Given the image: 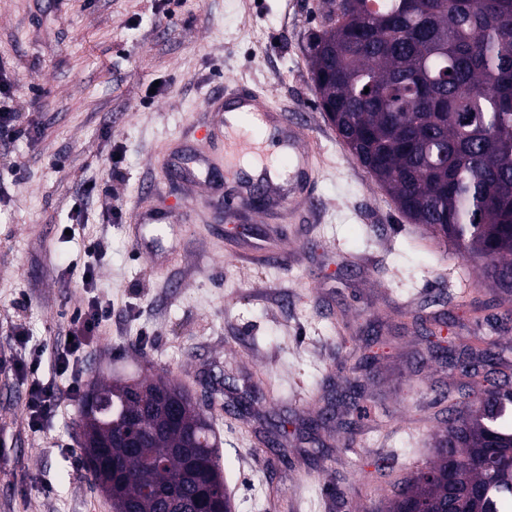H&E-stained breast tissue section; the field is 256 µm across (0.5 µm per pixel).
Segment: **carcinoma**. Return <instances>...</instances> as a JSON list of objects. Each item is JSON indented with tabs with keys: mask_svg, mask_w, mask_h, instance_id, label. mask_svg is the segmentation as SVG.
Instances as JSON below:
<instances>
[{
	"mask_svg": "<svg viewBox=\"0 0 512 512\" xmlns=\"http://www.w3.org/2000/svg\"><path fill=\"white\" fill-rule=\"evenodd\" d=\"M311 80L330 121L399 210L512 295V0H324L309 40ZM369 92H364V88ZM475 348L495 364L489 338ZM448 390L437 456L395 492L391 512L448 489L461 512H512V377L469 402ZM83 464L112 496V472L134 512H159L151 490L189 512L224 497L222 441L164 376L93 381L80 407ZM142 446H122L131 430Z\"/></svg>",
	"mask_w": 512,
	"mask_h": 512,
	"instance_id": "obj_1",
	"label": "carcinoma"
}]
</instances>
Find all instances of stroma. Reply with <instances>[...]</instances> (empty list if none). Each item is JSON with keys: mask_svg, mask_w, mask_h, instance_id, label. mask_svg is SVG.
<instances>
[{"mask_svg": "<svg viewBox=\"0 0 512 512\" xmlns=\"http://www.w3.org/2000/svg\"><path fill=\"white\" fill-rule=\"evenodd\" d=\"M322 13L323 0H0V67L40 130L0 142V512H113L82 464L78 403L29 431L11 368L62 343L93 242L104 256L92 293L111 301L112 324L87 350L85 381L180 384L223 441L235 512H384L390 491L367 493L355 472L407 479L432 459L468 336L495 340L512 374V322L480 265L403 216L323 112L307 64ZM233 78L304 117L320 143L314 220L211 208L165 177L205 97ZM91 182L98 198L72 214ZM110 201L121 219L108 221ZM438 309L444 358L427 350ZM259 387L254 412L224 411ZM319 410L324 423L308 427Z\"/></svg>", "mask_w": 512, "mask_h": 512, "instance_id": "35a3bbf8", "label": "stroma"}]
</instances>
